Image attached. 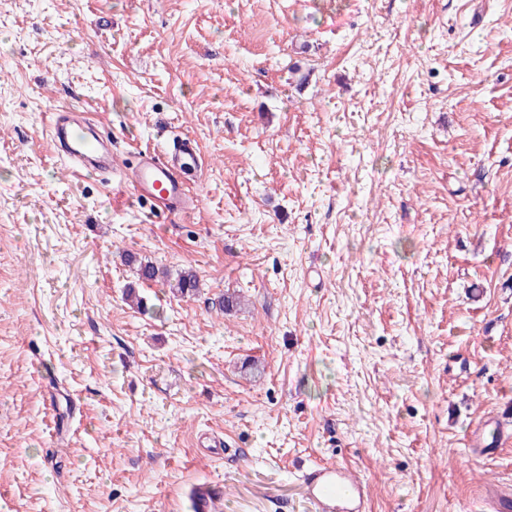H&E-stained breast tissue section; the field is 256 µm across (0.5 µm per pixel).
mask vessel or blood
Here are the masks:
<instances>
[{
	"label": "vessel or blood",
	"instance_id": "vessel-or-blood-1",
	"mask_svg": "<svg viewBox=\"0 0 512 512\" xmlns=\"http://www.w3.org/2000/svg\"><path fill=\"white\" fill-rule=\"evenodd\" d=\"M49 136L76 171L105 172L112 166L110 140L96 125L82 120L71 108H55L48 114ZM201 166V155L190 139L173 141L163 151L139 154L125 175L138 199L164 205L167 211H186L194 206L188 187ZM316 512H364L368 500L365 485L352 471L334 465H318L302 475ZM215 489L204 485L192 490L191 512H216Z\"/></svg>",
	"mask_w": 512,
	"mask_h": 512
}]
</instances>
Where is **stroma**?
<instances>
[{
    "mask_svg": "<svg viewBox=\"0 0 512 512\" xmlns=\"http://www.w3.org/2000/svg\"><path fill=\"white\" fill-rule=\"evenodd\" d=\"M176 137L155 216L122 172ZM323 462L366 512L512 490V0H0V512H315ZM77 112L71 108H53L47 119L50 139L74 164L77 173L89 169L104 173L112 167L110 140ZM201 167V155L189 138L175 140L162 152L139 153L126 167L125 175L137 198L168 212L186 211L198 201L188 190L192 177ZM302 480L316 512H364L366 487L350 469L317 465L304 472ZM217 492L214 488L205 485L196 486L192 489L190 498L192 512H216Z\"/></svg>",
    "mask_w": 512,
    "mask_h": 512,
    "instance_id": "35a3bbf8",
    "label": "stroma"
}]
</instances>
